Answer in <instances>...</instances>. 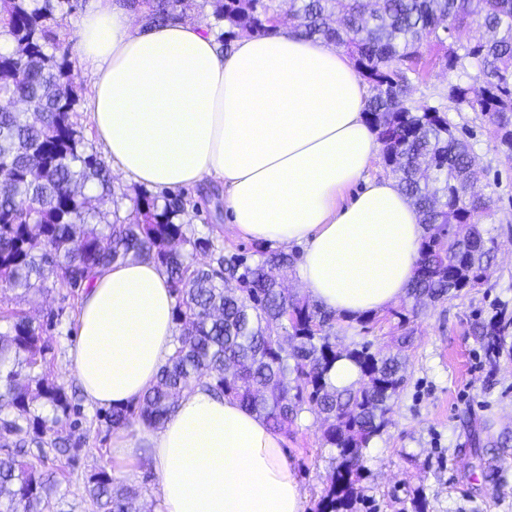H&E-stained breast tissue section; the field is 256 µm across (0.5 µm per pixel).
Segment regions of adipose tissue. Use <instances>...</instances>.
<instances>
[{"label":"adipose tissue","mask_w":512,"mask_h":512,"mask_svg":"<svg viewBox=\"0 0 512 512\" xmlns=\"http://www.w3.org/2000/svg\"><path fill=\"white\" fill-rule=\"evenodd\" d=\"M87 109L114 172L173 192L224 188L230 230L302 249L296 273L345 317L405 295L424 228L397 181L369 179L379 151L366 86L331 43L282 29L222 49L191 22L142 28L122 0H93L77 23ZM165 269L128 260L96 273L70 350L100 407L138 401L173 352ZM280 433L237 401L197 386L159 428L117 430L112 453L150 450L159 512H303Z\"/></svg>","instance_id":"1"}]
</instances>
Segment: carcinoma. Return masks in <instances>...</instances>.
<instances>
[{
	"label": "carcinoma",
	"instance_id": "obj_1",
	"mask_svg": "<svg viewBox=\"0 0 512 512\" xmlns=\"http://www.w3.org/2000/svg\"><path fill=\"white\" fill-rule=\"evenodd\" d=\"M76 0H0V29L12 48L0 51V98L24 104L0 109V283L25 297L53 277L70 291L89 287L98 270L128 259L152 260L169 274L180 333L156 383L137 406L105 415L111 428L134 422L158 427L181 392L204 383L288 432L315 407L322 416L323 447L337 449L339 464L328 490L329 512L348 509L352 478L364 470L363 449L389 424L392 400L404 385L397 358L368 347L336 348V313L280 288L275 272L293 266L286 252H264L250 264L224 255L214 238L188 234L179 194L138 196L123 219L103 222L93 201L113 195L105 162L85 149L73 120L78 95L69 81L67 54L50 20ZM182 0H141L149 24L182 20ZM216 19L252 34H268L280 16L274 0H207ZM288 14L303 16L301 32L345 48L369 83L367 121L381 145L384 169L415 206L425 234L407 294L437 302L483 284L497 242L483 238L489 199L472 198L468 185L481 179L468 128L436 107L410 109L399 94L424 75L432 60L424 47L443 46L440 32L465 27L485 36L439 57L473 83L454 85L449 97L471 99L489 117L495 149L512 151V0H287ZM98 192L89 196L85 189ZM199 254L211 257L196 265ZM512 317L500 315L485 335L500 340ZM48 340L32 320L13 316L0 334V512H65L59 486L69 471L46 474L44 448L71 464L82 435L45 440V420L35 414L40 397L64 414L80 413L50 378ZM346 358L358 380L338 389L328 382ZM92 512H140V490L114 484L102 469L87 480Z\"/></svg>",
	"mask_w": 512,
	"mask_h": 512
}]
</instances>
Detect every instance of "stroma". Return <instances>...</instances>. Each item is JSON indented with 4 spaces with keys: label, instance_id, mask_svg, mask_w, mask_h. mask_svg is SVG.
<instances>
[{
    "label": "stroma",
    "instance_id": "stroma-1",
    "mask_svg": "<svg viewBox=\"0 0 512 512\" xmlns=\"http://www.w3.org/2000/svg\"><path fill=\"white\" fill-rule=\"evenodd\" d=\"M458 72L430 65L403 96L406 107H439L455 122L474 128V151L487 173L481 183L490 198L491 216L483 226L495 237L498 251L491 273L467 295L438 304L413 307L401 297L378 313L369 328L337 317L339 347L368 342L373 349L400 353L407 382L393 402L391 421L366 448V469L357 479L353 512H512V446L497 447V439L512 435V335L505 337L498 357L488 356L482 329L500 312L512 315V161L495 151L487 117L465 103L450 100L448 90ZM190 210L183 221L197 234L213 231L228 254L259 258L261 243L232 234L224 221L223 198L202 199L199 189H183ZM82 298L68 289L17 298L0 284V312L12 310L33 319L51 344L52 378L77 386L69 351L77 334ZM407 321H399V313ZM410 335L409 344L397 338ZM100 407L83 402L84 443L70 465V477L60 495L72 512H87L85 484L90 474L107 470L117 484L140 487V507L153 512L156 488L147 458L120 471L112 459L114 429L100 424ZM288 462L304 496V512H324V498L333 469L332 449L322 445V428L315 411L302 412L285 437Z\"/></svg>",
    "mask_w": 512,
    "mask_h": 512
}]
</instances>
